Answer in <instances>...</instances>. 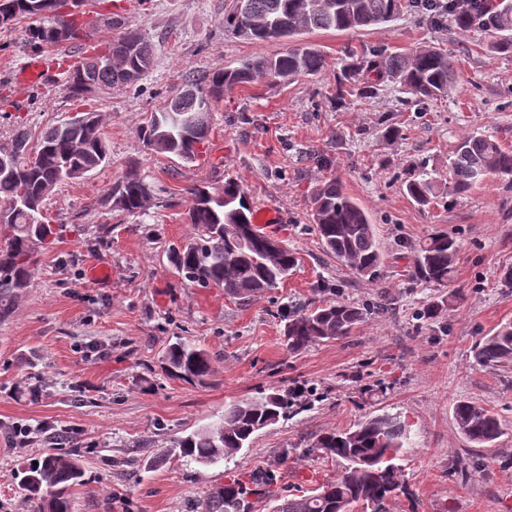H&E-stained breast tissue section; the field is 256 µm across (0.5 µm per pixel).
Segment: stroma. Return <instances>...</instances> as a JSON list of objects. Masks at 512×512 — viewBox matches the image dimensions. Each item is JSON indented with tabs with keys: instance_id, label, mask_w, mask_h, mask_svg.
Instances as JSON below:
<instances>
[{
	"instance_id": "obj_1",
	"label": "stroma",
	"mask_w": 512,
	"mask_h": 512,
	"mask_svg": "<svg viewBox=\"0 0 512 512\" xmlns=\"http://www.w3.org/2000/svg\"><path fill=\"white\" fill-rule=\"evenodd\" d=\"M234 0H85L84 45L35 51L28 19L0 26V143L16 121L31 135L93 112L110 155L107 166L57 186L45 214L58 237L43 251L27 288L0 320V430L20 422L68 430L85 478L74 512H195L226 473L275 466L276 495L315 488L337 464L310 453L316 436L367 416L400 414L411 444L399 463L408 492L390 512H512V365L480 367V338L512 323V289L500 272L512 265V184L494 179L453 200L440 189L418 207L401 186L403 172L429 159L448 170L458 138L478 130L512 150V51L482 32L459 33L413 11L384 26L306 34L327 67L314 80L276 87L258 82L225 92L209 119L211 158L187 164L149 149L140 137L186 76L233 67L285 50L282 42L237 38L224 30ZM140 29L154 65L131 88L69 97L65 69L47 85L19 86L31 58L78 59L104 49L113 21ZM423 45L445 49L456 79L446 97L416 101L390 83L373 97L336 95V62L350 49L402 54ZM402 139L387 140L389 126ZM154 188L149 208L129 216L99 199L129 166ZM232 175L254 207L281 215L278 235L298 262L278 288L246 302L220 288L185 284L168 248L188 239L189 190ZM340 178L367 209L383 261L359 276L328 255L310 222L313 187ZM443 232L460 243L447 286L411 275L418 244ZM387 295L348 338L291 354L282 345L284 309L326 298L366 304ZM432 318H423L428 307ZM205 348L215 372L204 382L167 376L162 355L175 338ZM304 386L310 403L262 430L229 461L202 465L161 457L160 448L217 421L230 403ZM461 400L495 412L506 430L491 448L459 432ZM45 438L15 451L0 433V512H24L18 473L54 452Z\"/></svg>"
}]
</instances>
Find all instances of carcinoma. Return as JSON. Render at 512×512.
Masks as SVG:
<instances>
[{"label":"carcinoma","instance_id":"1","mask_svg":"<svg viewBox=\"0 0 512 512\" xmlns=\"http://www.w3.org/2000/svg\"><path fill=\"white\" fill-rule=\"evenodd\" d=\"M60 0H0V25L19 17L35 24L28 29V44H76L83 31L75 19L57 12ZM242 13L232 10L224 28L236 37L253 41H287L276 55L244 61L185 80L166 107L152 113L142 128V140L159 154L195 163L207 153L209 115L224 99V92L241 84L272 83L318 77L325 70L324 55L299 39L313 30L336 31L378 27L395 21L406 7L460 32L483 31L500 50L512 49V0H248ZM154 63L152 44L138 29L125 28L112 38L107 51L83 56L68 66L66 90L81 99L97 90L132 87L130 74L143 76ZM453 59L427 45L407 54L387 55L380 49L348 50L341 59L336 91L359 99L370 98L390 82L417 99L443 97L451 89ZM5 147L11 149L8 168H0V320L6 318L19 292L27 287L40 250L56 237L45 221L44 200L54 188L81 179L110 163L99 121L87 114L46 129L32 140L22 123ZM512 177V151L491 136L469 132L459 138L448 158V196L457 199L492 178ZM441 175L421 160L407 168L402 187L418 205L436 199ZM152 199V186L130 167L111 187L102 205L115 204L127 215L142 213ZM312 223L324 250L360 276H371L383 260L373 224L366 209L351 197L343 182L331 177L320 181L311 194ZM248 192L228 176L224 184L195 185L190 190L188 223L194 233L182 245L169 249L178 276L190 286L222 288L224 296L245 300L275 288L296 264L288 244L278 253L269 250L270 236L252 223ZM460 245L446 233L433 234L415 249L411 270L426 284L448 285ZM368 309L336 300L311 303L286 314L285 346L291 353L319 342L350 336ZM475 362L502 367L512 362V323L500 326L473 347ZM170 377L203 381L212 373L208 352L181 340L169 345L162 360ZM302 390L278 391L237 401L224 408V416L208 427L173 441L179 456L200 464L227 461L250 446L256 434L286 420L301 406ZM454 420L475 448H486L504 433L502 421L489 409L471 401L458 402ZM410 431L398 414L368 417L341 430L325 431L310 451L341 466L335 477L311 489L278 499L271 512H389L390 501L405 491L403 471L395 460L408 445ZM85 470L79 455L70 451L49 453L28 464L20 483L33 512H72V490L83 483ZM276 471L266 469L233 477L211 492L200 512H255L276 484Z\"/></svg>","mask_w":512,"mask_h":512}]
</instances>
